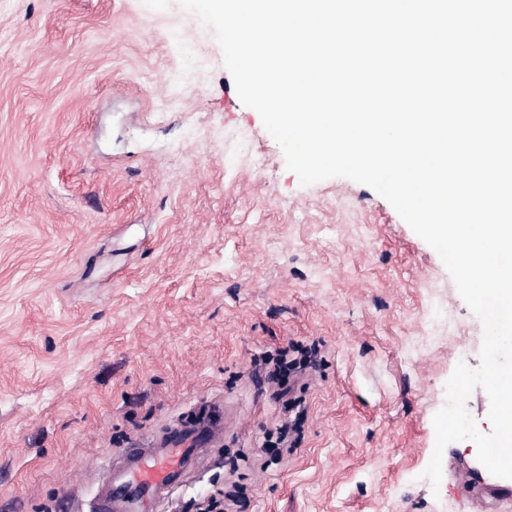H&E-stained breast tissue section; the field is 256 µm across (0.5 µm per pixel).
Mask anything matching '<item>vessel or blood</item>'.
Listing matches in <instances>:
<instances>
[{
  "mask_svg": "<svg viewBox=\"0 0 512 512\" xmlns=\"http://www.w3.org/2000/svg\"><path fill=\"white\" fill-rule=\"evenodd\" d=\"M224 427H197L189 448L168 439L141 438L102 467V479L87 512H160L185 476L203 462L207 446L221 440Z\"/></svg>",
  "mask_w": 512,
  "mask_h": 512,
  "instance_id": "b4317fda",
  "label": "vessel or blood"
}]
</instances>
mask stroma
<instances>
[{"mask_svg": "<svg viewBox=\"0 0 512 512\" xmlns=\"http://www.w3.org/2000/svg\"><path fill=\"white\" fill-rule=\"evenodd\" d=\"M178 0H0V512H83L141 435L226 430L162 512H512L435 413L480 321L368 186H309ZM316 345L293 453L265 352Z\"/></svg>", "mask_w": 512, "mask_h": 512, "instance_id": "stroma-1", "label": "stroma"}]
</instances>
